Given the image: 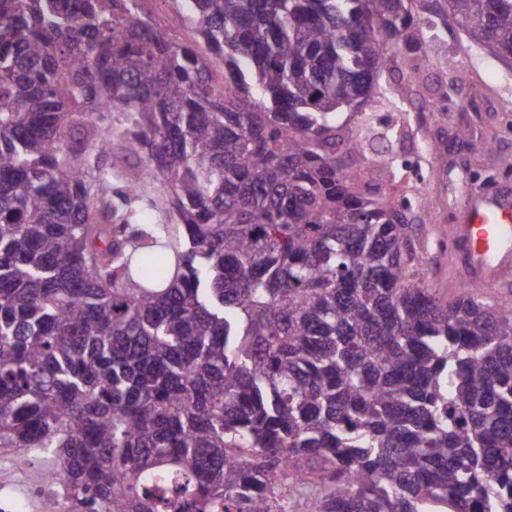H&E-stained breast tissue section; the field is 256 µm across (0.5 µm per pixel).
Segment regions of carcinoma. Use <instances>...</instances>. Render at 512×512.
<instances>
[{"mask_svg": "<svg viewBox=\"0 0 512 512\" xmlns=\"http://www.w3.org/2000/svg\"><path fill=\"white\" fill-rule=\"evenodd\" d=\"M173 2L0 0V448L74 512H512V297L430 288L336 124L414 0ZM448 8L512 59V0Z\"/></svg>", "mask_w": 512, "mask_h": 512, "instance_id": "1", "label": "carcinoma"}]
</instances>
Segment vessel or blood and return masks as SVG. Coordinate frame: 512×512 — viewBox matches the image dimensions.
I'll return each instance as SVG.
<instances>
[{"instance_id":"obj_1","label":"vessel or blood","mask_w":512,"mask_h":512,"mask_svg":"<svg viewBox=\"0 0 512 512\" xmlns=\"http://www.w3.org/2000/svg\"><path fill=\"white\" fill-rule=\"evenodd\" d=\"M449 264L473 288L512 286V191L471 192L448 227Z\"/></svg>"}]
</instances>
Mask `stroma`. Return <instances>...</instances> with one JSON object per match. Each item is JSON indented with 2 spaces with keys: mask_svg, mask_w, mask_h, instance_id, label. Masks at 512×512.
I'll return each instance as SVG.
<instances>
[{
  "mask_svg": "<svg viewBox=\"0 0 512 512\" xmlns=\"http://www.w3.org/2000/svg\"><path fill=\"white\" fill-rule=\"evenodd\" d=\"M434 15V35L400 69L386 71L380 85L385 105L343 111L337 124L354 135L389 134V155L412 162L402 199L415 218L429 285L439 295L456 290L448 281V240L441 231L456 223L466 188L512 187L501 175V158L512 157V62L491 57L469 41L448 14L445 0H424ZM468 60L466 82L447 97L449 55ZM489 140L493 154L474 150Z\"/></svg>",
  "mask_w": 512,
  "mask_h": 512,
  "instance_id": "obj_1",
  "label": "stroma"
}]
</instances>
